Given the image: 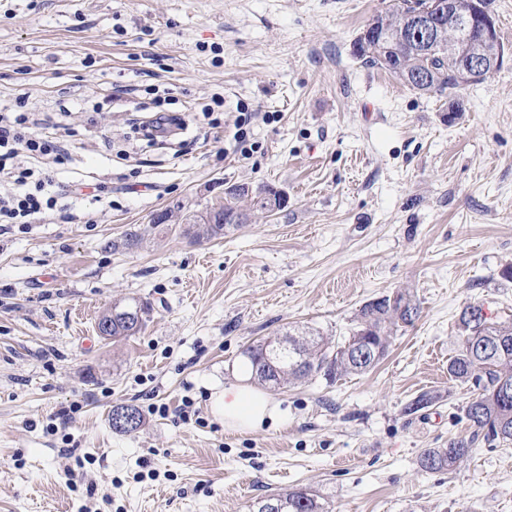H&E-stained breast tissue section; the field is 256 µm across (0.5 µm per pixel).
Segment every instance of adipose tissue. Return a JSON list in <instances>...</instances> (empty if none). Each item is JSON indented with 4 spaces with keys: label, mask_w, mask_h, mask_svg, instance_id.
Masks as SVG:
<instances>
[{
    "label": "adipose tissue",
    "mask_w": 512,
    "mask_h": 512,
    "mask_svg": "<svg viewBox=\"0 0 512 512\" xmlns=\"http://www.w3.org/2000/svg\"><path fill=\"white\" fill-rule=\"evenodd\" d=\"M213 410L224 421L227 429L250 432L276 423L279 419L277 404L262 391L238 386L225 389L212 398Z\"/></svg>",
    "instance_id": "ef3b65f1"
}]
</instances>
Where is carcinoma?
<instances>
[{
	"instance_id": "1",
	"label": "carcinoma",
	"mask_w": 512,
	"mask_h": 512,
	"mask_svg": "<svg viewBox=\"0 0 512 512\" xmlns=\"http://www.w3.org/2000/svg\"><path fill=\"white\" fill-rule=\"evenodd\" d=\"M413 1L429 2L397 0L390 12L373 19L359 34L353 44L354 56L367 67L388 70L412 89L451 94L468 83L462 55L457 52L459 40L450 36L442 45L423 51L421 42L410 31L409 14L416 10L411 5ZM402 28L407 29V45L397 50L393 39ZM239 196V188H224V203L219 205L224 223L201 224L198 235L209 238L240 226ZM472 309L470 305L460 315L458 353L448 364V373L464 384H473L477 390L465 409V417L474 431L471 437L453 440L446 448L424 450L420 465L427 471L451 469L471 454L480 439L512 442V401L506 403L493 395L502 378L512 380V321L490 322L485 317L474 322L468 317ZM109 313L112 314L110 337L134 336L146 325L148 306L133 298L127 303L114 304ZM417 314V304L410 294L382 296L360 308L352 335L334 347L322 336L301 331L286 334L288 350L285 352L276 349V342L265 340L249 346L245 356L250 361L254 379L273 389L318 375L337 381L373 368L387 354L398 327L412 323ZM489 336H505L509 346L487 358L474 355L472 345ZM267 501L282 503L284 512H329L319 496L305 489L268 495L254 502L251 512H261L260 505Z\"/></svg>"
}]
</instances>
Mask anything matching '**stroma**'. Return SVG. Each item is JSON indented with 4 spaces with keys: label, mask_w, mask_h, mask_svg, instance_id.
Returning a JSON list of instances; mask_svg holds the SVG:
<instances>
[{
    "label": "stroma",
    "mask_w": 512,
    "mask_h": 512,
    "mask_svg": "<svg viewBox=\"0 0 512 512\" xmlns=\"http://www.w3.org/2000/svg\"><path fill=\"white\" fill-rule=\"evenodd\" d=\"M390 2L0 0V112L67 107L69 158L42 168L101 189L71 217L0 226V512H249L296 488L334 512H512V444L420 466L471 432L472 387L448 374L462 311L512 319V0L490 5L503 65L452 96L355 58ZM158 113L187 129L139 136ZM234 183L288 203L196 238L186 217ZM166 210L178 223L155 224ZM399 291L419 316L372 370L271 391L281 416L256 431L213 415L250 378V345L298 327L344 339ZM128 297L145 328L103 338ZM126 405L133 433L109 422Z\"/></svg>",
    "instance_id": "35a3bbf8"
}]
</instances>
